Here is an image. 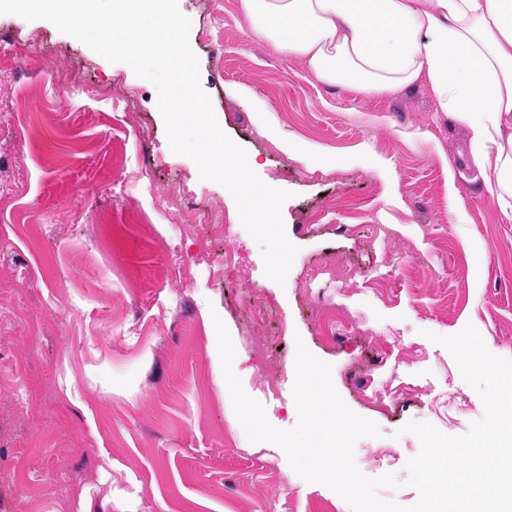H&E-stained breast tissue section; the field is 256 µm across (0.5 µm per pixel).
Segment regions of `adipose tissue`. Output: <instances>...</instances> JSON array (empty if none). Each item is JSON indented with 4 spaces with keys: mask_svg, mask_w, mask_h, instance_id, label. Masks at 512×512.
<instances>
[{
    "mask_svg": "<svg viewBox=\"0 0 512 512\" xmlns=\"http://www.w3.org/2000/svg\"><path fill=\"white\" fill-rule=\"evenodd\" d=\"M254 38L364 96L426 84L512 217V0H240Z\"/></svg>",
    "mask_w": 512,
    "mask_h": 512,
    "instance_id": "ef3b65f1",
    "label": "adipose tissue"
}]
</instances>
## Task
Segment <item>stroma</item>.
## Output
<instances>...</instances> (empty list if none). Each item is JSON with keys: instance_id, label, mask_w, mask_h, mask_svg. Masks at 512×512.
Instances as JSON below:
<instances>
[{"instance_id": "1", "label": "stroma", "mask_w": 512, "mask_h": 512, "mask_svg": "<svg viewBox=\"0 0 512 512\" xmlns=\"http://www.w3.org/2000/svg\"><path fill=\"white\" fill-rule=\"evenodd\" d=\"M178 2L220 128L291 194L298 252L284 283L266 276L231 193L171 151L151 82L48 21L0 15V512H78L81 495L133 486L135 512H351L283 449L251 452L209 311L276 428L298 418L297 342L330 364L380 431L357 442V468L394 475L381 497L413 505L420 441L404 425L459 436L484 414L436 336L470 324L512 358V220L427 86L328 87L254 39L240 0ZM281 137L336 163L309 166ZM365 149L388 169L359 163ZM190 202L195 235L176 222ZM252 288L276 305L266 325L243 310ZM329 311L347 341L327 339Z\"/></svg>"}]
</instances>
